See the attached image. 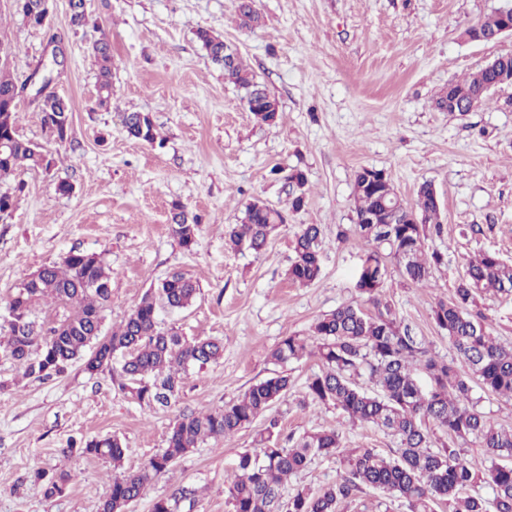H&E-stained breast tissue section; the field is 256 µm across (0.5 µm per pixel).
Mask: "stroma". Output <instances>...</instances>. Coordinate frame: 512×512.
Here are the masks:
<instances>
[{"mask_svg":"<svg viewBox=\"0 0 512 512\" xmlns=\"http://www.w3.org/2000/svg\"><path fill=\"white\" fill-rule=\"evenodd\" d=\"M506 0H255L261 24L242 27L237 0H86L89 23L70 21L69 0H54L50 25H26L0 0V44L13 50L9 70L25 80L50 63V40L62 43L65 67L54 68L50 91L70 106V132L58 142L44 129L34 88L17 102L19 133L53 160L50 170L19 168L0 191L22 185L12 213L0 218V318L12 288L38 267L76 249L110 266L112 299L105 330L118 326L145 293L172 272L197 282L193 304L161 311L162 326L187 337H216L224 356L184 378L165 410L139 406L116 371L87 374L73 364L39 381L0 354V512H99L112 486L111 461L63 450L72 441L114 435L125 447L123 468L138 470L166 446L176 415L214 410L251 385L287 370L292 387L272 410L284 434L336 427L332 407L300 406L311 357L280 366V340L308 335L314 321L356 297L363 250L337 229L355 219L354 173L382 170L405 200L431 182L442 202L443 237L429 249L448 255L430 286L403 282L389 266L384 293L400 318L450 358L454 350L431 322L437 299L449 298L469 256L489 251L512 262V87L489 94L463 115L434 108L449 82L512 51V37L465 40L463 32ZM209 30L233 44L279 103L278 118L256 121L242 92L207 59L196 38ZM112 45V105H97L98 68L89 47L100 33ZM149 113L164 142L128 139L121 115ZM307 175V203L290 210L287 176ZM73 191L56 193L59 181ZM263 200L287 222L266 251L226 245L228 225ZM199 218L193 251L169 232L173 204ZM324 230L322 269L308 286L288 281L292 241L301 225ZM480 225L475 234L461 227ZM475 310L488 331L512 343V296L484 292ZM254 429L207 439L153 481L128 512H151L156 499L174 512H229L226 471L254 446ZM70 473L62 495L44 497L30 474ZM340 462L318 457L289 478L285 495L335 482Z\"/></svg>","mask_w":512,"mask_h":512,"instance_id":"obj_1","label":"stroma"}]
</instances>
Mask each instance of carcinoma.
Returning a JSON list of instances; mask_svg holds the SVG:
<instances>
[{"instance_id":"1","label":"carcinoma","mask_w":512,"mask_h":512,"mask_svg":"<svg viewBox=\"0 0 512 512\" xmlns=\"http://www.w3.org/2000/svg\"><path fill=\"white\" fill-rule=\"evenodd\" d=\"M14 2L26 24L44 26L41 13L32 9L38 0ZM70 10L73 26L87 24L86 0H70ZM237 13L245 26L261 21L254 0H238ZM196 36L215 64H224V50L234 53V64L224 69V79L243 91L248 111L257 121L274 122L277 99L243 64L237 49L206 29L198 30ZM90 50L99 64L98 105L107 109L112 102V47L107 35L94 40ZM494 80V72L483 66L453 86L484 100V90ZM24 89L0 66V179L23 163L51 167L47 155L18 133L17 111L10 106V96ZM40 112L49 134L65 141L64 121L70 118L65 100L48 92ZM121 123L131 140L153 145L159 138L156 124L146 113L125 112ZM369 174V168L362 167L354 175L355 218L374 214L378 223H355L348 232L340 228L336 232L339 242L352 234L365 252L363 264L374 267L372 274H358L355 288L362 302H348L320 316L311 336H285L272 353L283 365L309 355L318 357L322 370L308 379L299 405L332 406L342 422L295 440L282 438L278 420L269 419L255 436V448L240 453L232 465V476L224 487L226 503L230 512H343L348 503L371 489L401 500L407 512H512V427L492 424L473 398L476 385L487 394L512 401V344L496 341L481 318L471 312L483 289L512 295V264L495 252H481L467 261L452 296L437 300L431 309V320L448 335L457 361L435 355L425 338L399 319L383 298L382 288L390 263L396 264L404 282L417 285L429 284L435 270L445 264L442 252L426 250L428 240L443 235L438 193L424 181L413 205L396 194L382 197L372 191ZM288 180L295 186L291 209L297 211L306 204L307 178L296 169ZM405 207L424 223L385 222L386 210L401 213ZM284 222L281 210L255 200L246 207L243 222L230 226L227 242L259 254ZM169 231L190 251L199 232L197 217L176 204ZM322 239L321 225L301 226L293 240L288 280L310 285L319 278ZM198 292L196 281L173 273L143 296L116 330L104 335V311L112 297L110 269L100 255L71 250L61 261L39 267L29 281L15 287L7 301L8 319L0 324V351L24 376L38 380L65 373L78 360L93 376L112 367L118 357V372L128 381L125 388L131 397L148 408L165 409L177 398L188 370L215 364L224 354V344L217 338L190 339L160 326L159 307L186 309ZM43 304L55 310V318L45 326L35 320L36 308ZM364 375L372 385L370 391L360 383ZM289 389L288 375L280 373L250 386L221 409L177 416L166 448L137 471H120L125 448L116 436L74 442L63 452L112 461L117 473L99 512H126L155 478L200 442L227 438L250 427L286 400ZM356 422L391 434L398 448L383 455L374 448L346 447L343 427ZM469 439L484 448L483 464L473 462L459 448V443ZM319 456L340 461L343 473L339 479L283 497L288 477ZM31 478L46 496L53 497L64 492L70 475L36 469ZM481 481L492 489L489 501L464 494Z\"/></svg>"}]
</instances>
